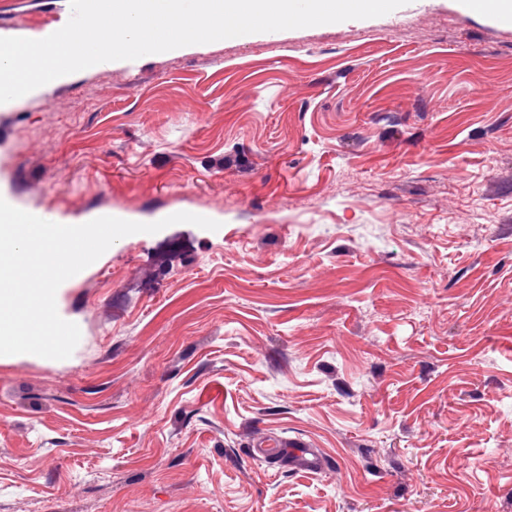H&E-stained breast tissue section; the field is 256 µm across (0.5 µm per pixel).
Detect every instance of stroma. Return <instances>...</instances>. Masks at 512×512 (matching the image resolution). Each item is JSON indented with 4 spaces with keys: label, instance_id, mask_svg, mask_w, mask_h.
<instances>
[{
    "label": "stroma",
    "instance_id": "obj_1",
    "mask_svg": "<svg viewBox=\"0 0 512 512\" xmlns=\"http://www.w3.org/2000/svg\"><path fill=\"white\" fill-rule=\"evenodd\" d=\"M0 193L220 223L119 239L56 293L73 354L0 362V512H512V24L409 0L77 72L0 110ZM280 448H286L284 449V454L288 455V460L298 463L306 471L317 472L323 468V458L314 455L308 448H304L302 442L282 440L278 446L266 440H257L253 443L252 452L257 456L269 457L278 455L281 451Z\"/></svg>",
    "mask_w": 512,
    "mask_h": 512
}]
</instances>
